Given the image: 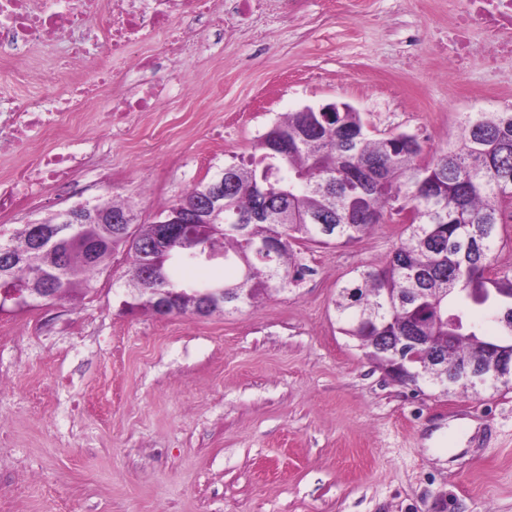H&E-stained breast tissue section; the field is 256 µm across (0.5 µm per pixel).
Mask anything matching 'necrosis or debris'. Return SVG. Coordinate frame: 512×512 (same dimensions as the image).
Returning a JSON list of instances; mask_svg holds the SVG:
<instances>
[{"label":"necrosis or debris","mask_w":512,"mask_h":512,"mask_svg":"<svg viewBox=\"0 0 512 512\" xmlns=\"http://www.w3.org/2000/svg\"><path fill=\"white\" fill-rule=\"evenodd\" d=\"M251 0H0V62L18 71L54 58L59 70L86 68L85 82L93 91L117 99L116 112L98 113L94 121L116 137L128 134L136 118L151 108L158 90L180 99L185 87H173L171 69L189 61L199 43L223 40L224 20L240 14ZM452 44L448 62L455 71L468 63L473 23L485 35V59L512 55V0H451ZM143 46L129 60L133 46ZM94 69H87L89 60ZM81 94L68 90L51 99L49 111L37 100L16 98L15 110L0 119V152L22 155L37 136L54 132L62 145L35 161L25 160L0 175V211L31 204L51 185L61 186L82 166L86 140L73 134L85 121Z\"/></svg>","instance_id":"necrosis-or-debris-1"}]
</instances>
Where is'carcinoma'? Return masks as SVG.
<instances>
[{
  "label": "carcinoma",
  "instance_id": "cac0c4a2",
  "mask_svg": "<svg viewBox=\"0 0 512 512\" xmlns=\"http://www.w3.org/2000/svg\"><path fill=\"white\" fill-rule=\"evenodd\" d=\"M224 212H205L192 239L157 248L159 222L0 225V288H18L16 305L72 301L92 289L94 274L122 249L130 308L195 315L207 288L174 281L168 255L200 262L210 253L235 265L224 282V301L251 303L297 286L311 272L302 263L306 244L347 245L376 224L399 219L407 236L386 265L365 270L336 300L344 332L357 339L384 370L404 372L400 382L471 391L465 378L446 380L448 369L478 363L487 347L512 349V274H486L492 266L504 207L512 202V108L474 112L460 124L446 151L429 158L413 135L373 139L360 113L290 112L260 139L248 158L224 167ZM266 249H257L258 243ZM492 311L500 335L487 336L468 311ZM461 318V339L448 348V315ZM379 336H421L422 361L398 364L377 350Z\"/></svg>",
  "mask_w": 512,
  "mask_h": 512
}]
</instances>
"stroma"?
I'll list each match as a JSON object with an SVG mask.
<instances>
[{
	"instance_id": "1",
	"label": "stroma",
	"mask_w": 512,
	"mask_h": 512,
	"mask_svg": "<svg viewBox=\"0 0 512 512\" xmlns=\"http://www.w3.org/2000/svg\"><path fill=\"white\" fill-rule=\"evenodd\" d=\"M316 0L229 19L176 64L195 93L160 98L122 140L96 126L72 190L154 221L189 185L251 154L290 112L346 103L378 137L445 150L471 112L512 105V58L448 70L449 0ZM403 235L309 246L298 288L200 317L128 309L123 254L75 304L0 311V512H512V389L393 380L342 331L341 287Z\"/></svg>"
}]
</instances>
